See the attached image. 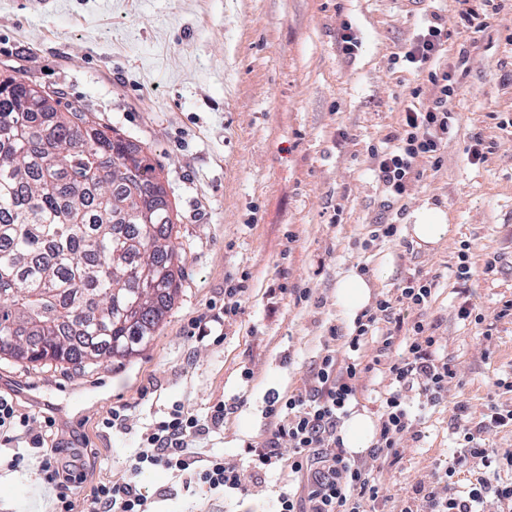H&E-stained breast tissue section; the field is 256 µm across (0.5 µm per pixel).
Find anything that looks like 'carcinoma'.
I'll return each instance as SVG.
<instances>
[{"mask_svg":"<svg viewBox=\"0 0 512 512\" xmlns=\"http://www.w3.org/2000/svg\"><path fill=\"white\" fill-rule=\"evenodd\" d=\"M38 91L0 88V332L23 328L29 362L124 359L178 292L166 191L125 138L79 105L46 111Z\"/></svg>","mask_w":512,"mask_h":512,"instance_id":"cac0c4a2","label":"carcinoma"}]
</instances>
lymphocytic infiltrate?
<instances>
[{"instance_id": "f902f5d3", "label": "lymphocytic infiltrate", "mask_w": 512, "mask_h": 512, "mask_svg": "<svg viewBox=\"0 0 512 512\" xmlns=\"http://www.w3.org/2000/svg\"><path fill=\"white\" fill-rule=\"evenodd\" d=\"M452 36L443 16L430 11L422 15L414 40L393 56L423 80L410 90L392 130L368 148L383 208L406 198L427 171L442 166V152L457 124L448 102L469 71L464 54L453 65L441 62ZM435 287V277L414 272L394 294L380 295L342 335L341 350L329 348L320 355L303 389L269 399L272 429L262 445L244 443L234 455L198 452L195 442L222 431L237 404L219 399L203 415L172 405L142 433V447L128 470L92 488L90 512H151L138 483L150 469L176 473L190 493L206 488L242 499L253 496L265 476L285 471L299 486L278 495L275 512H381L386 503L381 473L418 438L421 409L445 403L450 389L461 383L434 327L420 319L405 323L400 315L404 308L426 309ZM377 335L382 338L377 357L362 362L360 351ZM375 371L389 380L376 396L378 430L367 452L354 455L344 448L340 427L357 404L365 378ZM453 411L459 452L444 463L443 478L418 481L406 491L400 512H479L489 499L497 512H512V479L501 477L512 472V450L487 444L490 433L512 427V410L488 403L477 422L467 402H455ZM55 424L53 417L22 410L11 394H0V447L13 449L12 466L35 457L45 482L56 490L55 512H77L73 488L86 473L64 463L61 442L53 436ZM477 462L482 470L467 494H449L448 479Z\"/></svg>"}]
</instances>
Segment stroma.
Returning <instances> with one entry per match:
<instances>
[{
    "label": "stroma",
    "instance_id": "1",
    "mask_svg": "<svg viewBox=\"0 0 512 512\" xmlns=\"http://www.w3.org/2000/svg\"><path fill=\"white\" fill-rule=\"evenodd\" d=\"M486 28L466 48L469 72L449 107L456 133L442 167L416 184L403 215L380 206L368 145L394 124L418 76L390 68L394 52L415 36L425 11L458 21L457 0H0V77H20L81 104L150 157L173 209L171 245L185 258L172 309L147 346L129 359H101L76 370L0 356V390L27 410L53 416L67 442L66 461H87L92 475L74 490L111 480L138 450L142 432L173 403L205 414L215 400L247 394L206 451L237 453L263 442L270 393L300 388L330 339L352 323L336 308L342 273L368 266L372 295L395 292L416 271L438 278L425 313L457 363L454 390L480 414L487 398L512 409V319H495L512 299V0H494ZM351 23L362 45L345 55L337 42ZM498 146L479 165L463 146L476 131ZM436 206L452 231L419 247L410 234L416 211ZM397 220L400 242L362 250L372 224ZM475 257H501L490 280L454 275L461 242ZM248 273L239 315L218 321L224 290ZM287 293H280V286ZM307 288L310 302L290 291ZM470 296L485 319L459 320ZM214 317L212 333L189 336L193 319ZM127 409L128 430L105 434L100 422ZM419 440L385 469L389 512L428 479L457 440L448 405L423 412ZM0 452V512H52L54 493L36 459L12 470ZM138 481L155 512H272L287 475L267 477L246 501L186 494L171 472Z\"/></svg>",
    "mask_w": 512,
    "mask_h": 512
}]
</instances>
